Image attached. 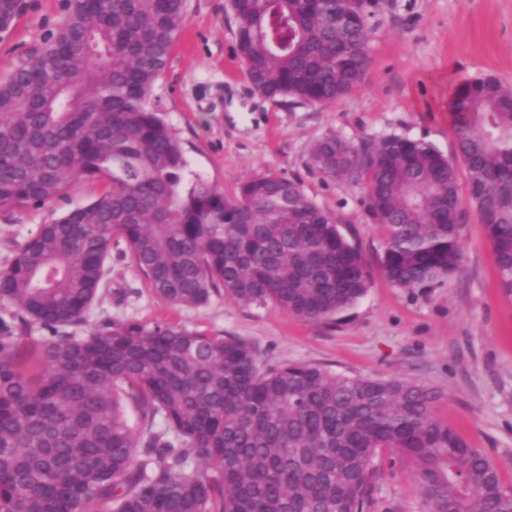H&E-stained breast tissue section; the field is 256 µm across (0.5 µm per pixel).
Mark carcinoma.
Masks as SVG:
<instances>
[{"instance_id":"cac0c4a2","label":"carcinoma","mask_w":512,"mask_h":512,"mask_svg":"<svg viewBox=\"0 0 512 512\" xmlns=\"http://www.w3.org/2000/svg\"><path fill=\"white\" fill-rule=\"evenodd\" d=\"M378 0H231L237 51L267 98L321 104L368 66ZM23 0H0V33ZM186 0H66L56 29L0 77V210L41 207L77 181L89 204L39 225L0 270V512H370L375 458L412 464L428 512H512L497 463L434 411L438 394L398 377L264 364L235 337L103 318L112 244L147 288L197 307L220 292L309 323L367 292L368 263L300 182L257 174L225 193L185 186L181 141L150 101ZM455 154L407 138L317 140L314 168L364 181L385 230L381 271L418 288L459 269L467 212L483 222L512 292V87L459 84ZM41 368L21 366L33 326Z\"/></svg>"}]
</instances>
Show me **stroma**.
<instances>
[{
  "instance_id": "obj_1",
  "label": "stroma",
  "mask_w": 512,
  "mask_h": 512,
  "mask_svg": "<svg viewBox=\"0 0 512 512\" xmlns=\"http://www.w3.org/2000/svg\"><path fill=\"white\" fill-rule=\"evenodd\" d=\"M62 17V0H25L23 14L0 35V75ZM376 21L369 65L350 93L333 103L292 104L251 85L229 0H187V23L151 96L182 142L187 183L200 178L229 193L250 175L271 173L300 181L312 201L335 213L369 263L365 296L331 323L221 295L202 306H173L146 287L117 245L112 289L102 292L91 317L240 338L271 365L318 364L427 385L440 395L438 416L497 462L512 487V294L500 284L483 225L467 217L456 272L426 287H397L380 269L385 233L367 211L364 185L326 178L310 160L315 141L327 135L354 144L402 136L454 157V87L486 75L512 86V0H380ZM102 189L101 181L84 180L44 207L0 211V269L40 224L88 204ZM371 512H425L411 464L384 468Z\"/></svg>"
}]
</instances>
